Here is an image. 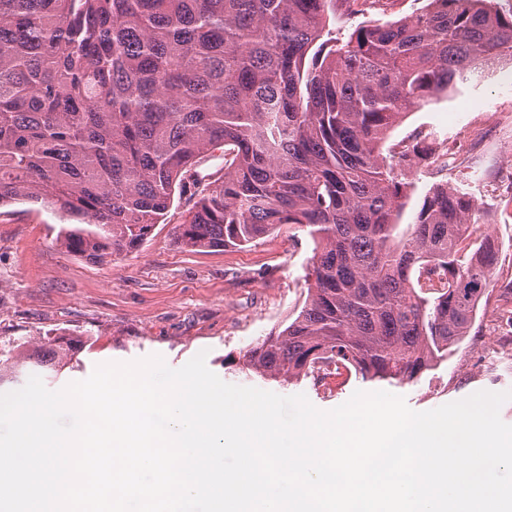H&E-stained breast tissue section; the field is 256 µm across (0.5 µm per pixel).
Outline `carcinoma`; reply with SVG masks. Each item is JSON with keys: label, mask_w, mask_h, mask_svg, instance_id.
Listing matches in <instances>:
<instances>
[{"label": "carcinoma", "mask_w": 512, "mask_h": 512, "mask_svg": "<svg viewBox=\"0 0 512 512\" xmlns=\"http://www.w3.org/2000/svg\"><path fill=\"white\" fill-rule=\"evenodd\" d=\"M361 0H0V208L40 203L78 220L66 252L98 264L138 251L175 188L190 249L246 246L282 224L316 243L308 297L241 369L278 382L323 362L410 383L474 321L499 249L463 245L470 193L435 183L398 232L414 162L383 155L416 103L512 61V13L493 0H426L344 37L326 25ZM224 149V173L197 163ZM84 347L29 354L57 376ZM0 385L19 379L1 359Z\"/></svg>", "instance_id": "cac0c4a2"}]
</instances>
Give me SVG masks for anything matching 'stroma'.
I'll list each match as a JSON object with an SVG mask.
<instances>
[{"label":"stroma","instance_id":"obj_1","mask_svg":"<svg viewBox=\"0 0 512 512\" xmlns=\"http://www.w3.org/2000/svg\"><path fill=\"white\" fill-rule=\"evenodd\" d=\"M509 73L512 62H503L458 92L418 106L383 145L387 154L414 138L469 148L460 167L414 170L400 219L404 227L414 222L436 182L467 188L475 197L470 231L496 238L501 259L468 335L411 383L347 373L325 387L307 377L284 385L268 381L265 390L305 394L325 411L358 390L403 396L416 411L478 391H512V353H504L490 333L500 290L512 282L506 260L512 253V192L498 182L501 172L512 170V87L502 82ZM192 205L189 195L175 196L165 223L141 250L108 264L67 253L59 241L65 220L54 210L25 202L0 208V349L15 340L30 351L57 336L84 340L85 349L61 371L59 389L86 379L100 363L158 354L178 368L201 352L207 367L231 382L236 374L225 368V359L240 358L257 339L282 330L304 306L315 243L306 228L287 224L243 249L189 250L175 242L173 228L188 218Z\"/></svg>","mask_w":512,"mask_h":512}]
</instances>
